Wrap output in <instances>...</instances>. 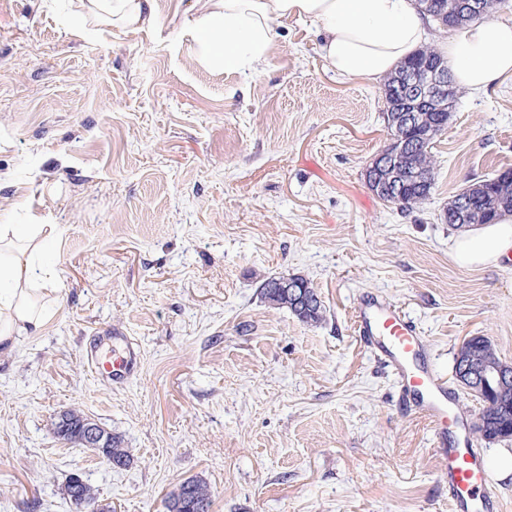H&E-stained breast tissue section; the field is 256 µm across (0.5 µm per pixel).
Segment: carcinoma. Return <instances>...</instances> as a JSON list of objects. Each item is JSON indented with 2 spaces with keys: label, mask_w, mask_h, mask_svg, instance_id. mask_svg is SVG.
I'll list each match as a JSON object with an SVG mask.
<instances>
[{
  "label": "carcinoma",
  "mask_w": 512,
  "mask_h": 512,
  "mask_svg": "<svg viewBox=\"0 0 512 512\" xmlns=\"http://www.w3.org/2000/svg\"><path fill=\"white\" fill-rule=\"evenodd\" d=\"M419 6L425 8L427 15L445 29H458L474 20L467 9L469 0H417ZM439 60L446 64L433 46H426L417 51L405 65L412 66L425 61ZM404 69L399 67L385 82V107L396 102L401 96L400 77ZM458 95H453L448 106L438 112L427 109L421 112L425 118L424 124L442 131L448 125L451 112L455 110ZM410 167L420 174L427 176L428 183L418 184L410 182L405 185L401 199L396 200L373 189L377 197L387 203L396 205L401 211H410L429 200L435 185L436 170L438 167L432 146L427 145L410 156ZM485 192L467 188L453 196L444 214L445 223L463 228L470 224H488L502 214L512 213V185L492 188L490 180H485ZM301 283L305 291L306 303H299L292 293H287L272 285V280H265L260 286V294L268 306L274 310L287 309L300 322L308 326H318L325 320L326 308L320 294L311 282L302 276L294 277ZM467 352L472 357L469 369V378L461 385L477 398L481 410V422L475 426V434L490 444L507 441L512 438V395H502L495 385H482L478 379V370L508 366L512 363L504 361L498 354L495 345L485 336H472L465 340L457 349V353ZM106 462L114 467L126 466L129 462V451L122 447L121 439L114 435L109 448L98 452ZM64 491L72 499L77 508H87L98 503L99 493L86 480L71 488L65 484ZM212 505L211 490L206 482L190 478L168 496L166 500L167 512H210Z\"/></svg>",
  "instance_id": "obj_1"
}]
</instances>
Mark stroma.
<instances>
[{"label": "stroma", "instance_id": "1", "mask_svg": "<svg viewBox=\"0 0 512 512\" xmlns=\"http://www.w3.org/2000/svg\"><path fill=\"white\" fill-rule=\"evenodd\" d=\"M152 28L116 29L88 0H0V224H57L52 318L0 357V512H76L71 473L114 512H166L189 478L210 512H450L430 427L361 343L355 305L401 306L434 353L453 409L469 336L512 363V262L450 258L443 210L512 168V75L464 93L432 149L435 188L409 211L365 170L387 145L382 85L329 69L310 21L277 28L267 67L207 60L198 0H154ZM307 278L325 321L261 299ZM138 345L135 379H96L92 332ZM78 411L119 436L118 469L60 440ZM469 442L512 512V441Z\"/></svg>", "mask_w": 512, "mask_h": 512}]
</instances>
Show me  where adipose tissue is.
<instances>
[{
  "label": "adipose tissue",
  "mask_w": 512,
  "mask_h": 512,
  "mask_svg": "<svg viewBox=\"0 0 512 512\" xmlns=\"http://www.w3.org/2000/svg\"><path fill=\"white\" fill-rule=\"evenodd\" d=\"M99 18L118 28L153 27V0H89ZM194 36L220 50L228 70H263L285 20H312L324 31L321 51L329 68L347 79L374 81L393 72L426 38V17L415 0H202ZM455 83L477 93L512 74V20L486 16L439 44ZM53 224L26 232L0 225V356L18 337L49 318L46 298L55 273L38 261L57 236ZM451 257L480 269L512 259V214L462 231Z\"/></svg>",
  "instance_id": "obj_1"
}]
</instances>
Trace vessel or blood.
Instances as JSON below:
<instances>
[{
	"instance_id": "vessel-or-blood-1",
	"label": "vessel or blood",
	"mask_w": 512,
	"mask_h": 512,
	"mask_svg": "<svg viewBox=\"0 0 512 512\" xmlns=\"http://www.w3.org/2000/svg\"><path fill=\"white\" fill-rule=\"evenodd\" d=\"M357 332L377 359L395 377L399 400L431 425L439 456L446 463L450 512H502L491 491L484 456L461 436V419L450 411L448 386L436 376L432 352L416 324L402 309L373 296L356 307ZM88 360L98 378L125 384L139 367V351L129 336L114 329L91 337Z\"/></svg>"
}]
</instances>
